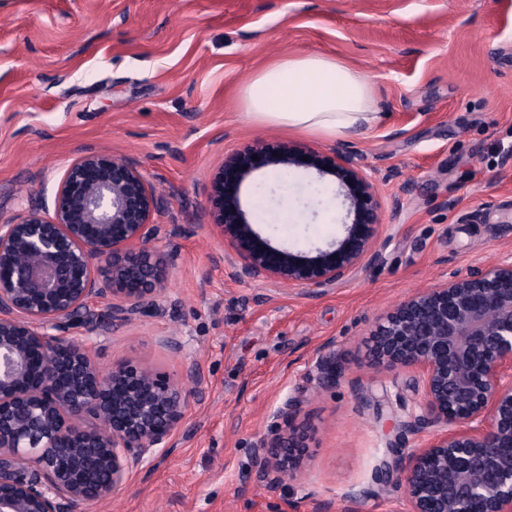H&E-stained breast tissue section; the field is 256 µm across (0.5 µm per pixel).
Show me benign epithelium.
Here are the masks:
<instances>
[{
    "label": "benign epithelium",
    "mask_w": 512,
    "mask_h": 512,
    "mask_svg": "<svg viewBox=\"0 0 512 512\" xmlns=\"http://www.w3.org/2000/svg\"><path fill=\"white\" fill-rule=\"evenodd\" d=\"M243 166L224 163L211 189L214 223L238 276L323 288L381 261V202L351 161L312 147L258 141ZM306 167L334 177L352 222L312 257L272 245L247 219L239 187L256 169ZM169 193L125 155L87 151L63 174L53 210L30 206L0 224V512H83L120 491L130 471L166 447L202 383L130 362L102 371L70 329L92 334L159 310L168 254L151 222ZM372 366L410 376L415 395L400 428L429 432L409 451L388 449L382 485L403 489V512H512V260L454 274L409 294L369 333ZM319 384L340 378L336 345L316 353ZM256 445L269 487L297 476L307 434L292 422Z\"/></svg>",
    "instance_id": "obj_1"
}]
</instances>
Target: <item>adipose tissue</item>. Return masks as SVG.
Returning <instances> with one entry per match:
<instances>
[{
	"mask_svg": "<svg viewBox=\"0 0 512 512\" xmlns=\"http://www.w3.org/2000/svg\"><path fill=\"white\" fill-rule=\"evenodd\" d=\"M239 99L248 124L328 140L379 119L373 85L332 55L279 56L241 88Z\"/></svg>",
	"mask_w": 512,
	"mask_h": 512,
	"instance_id": "ef3b65f1",
	"label": "adipose tissue"
}]
</instances>
